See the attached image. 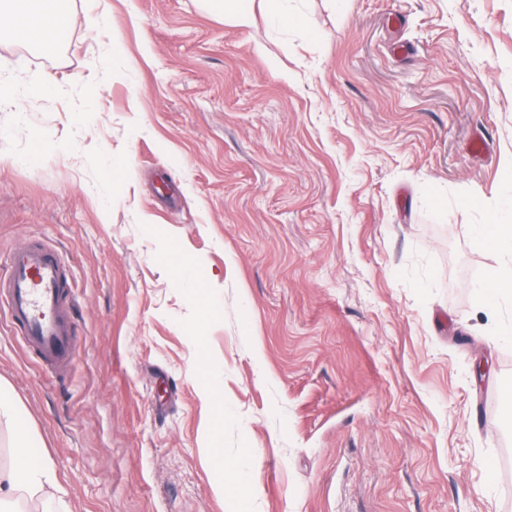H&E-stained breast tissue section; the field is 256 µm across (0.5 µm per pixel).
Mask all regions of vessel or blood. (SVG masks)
Returning <instances> with one entry per match:
<instances>
[{
	"mask_svg": "<svg viewBox=\"0 0 512 512\" xmlns=\"http://www.w3.org/2000/svg\"><path fill=\"white\" fill-rule=\"evenodd\" d=\"M73 302L67 268L50 249L30 243L13 251L0 304L40 362L58 371L74 363Z\"/></svg>",
	"mask_w": 512,
	"mask_h": 512,
	"instance_id": "b4317fda",
	"label": "vessel or blood"
}]
</instances>
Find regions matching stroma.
I'll use <instances>...</instances> for the list:
<instances>
[{
	"mask_svg": "<svg viewBox=\"0 0 512 512\" xmlns=\"http://www.w3.org/2000/svg\"><path fill=\"white\" fill-rule=\"evenodd\" d=\"M107 2L55 56L0 39V276L39 241L74 291L61 374L0 313L66 490L26 512H512L473 244L512 197V0ZM212 14L227 19L245 28L256 22V14L251 0H207Z\"/></svg>",
	"mask_w": 512,
	"mask_h": 512,
	"instance_id": "stroma-1",
	"label": "stroma"
}]
</instances>
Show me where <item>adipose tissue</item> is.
Segmentation results:
<instances>
[{
  "label": "adipose tissue",
  "mask_w": 512,
  "mask_h": 512,
  "mask_svg": "<svg viewBox=\"0 0 512 512\" xmlns=\"http://www.w3.org/2000/svg\"><path fill=\"white\" fill-rule=\"evenodd\" d=\"M64 0H0V30L18 42L38 45L44 54L58 53L66 40ZM507 218L475 225L473 240L478 249L501 253L503 262L491 268L481 285L479 297L490 310L512 303V201H507ZM16 406L0 387V419L12 420L13 457L0 467V512L24 495L57 497L65 492L56 467L31 448L28 426L15 418Z\"/></svg>",
  "instance_id": "ef3b65f1"
}]
</instances>
